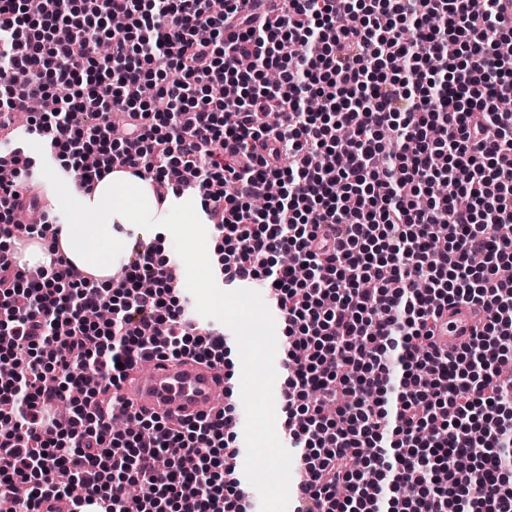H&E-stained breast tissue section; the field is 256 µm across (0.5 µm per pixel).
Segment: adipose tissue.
I'll return each mask as SVG.
<instances>
[{
	"instance_id": "ef3b65f1",
	"label": "adipose tissue",
	"mask_w": 512,
	"mask_h": 512,
	"mask_svg": "<svg viewBox=\"0 0 512 512\" xmlns=\"http://www.w3.org/2000/svg\"><path fill=\"white\" fill-rule=\"evenodd\" d=\"M68 223L58 237L66 258L89 269L98 279H111L127 258L116 244L118 226L154 229L164 224H197L204 215L197 196L186 193L158 203L150 181L116 171L86 194L68 187L60 195Z\"/></svg>"
}]
</instances>
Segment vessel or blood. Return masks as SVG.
<instances>
[{"label": "vessel or blood", "mask_w": 512, "mask_h": 512, "mask_svg": "<svg viewBox=\"0 0 512 512\" xmlns=\"http://www.w3.org/2000/svg\"><path fill=\"white\" fill-rule=\"evenodd\" d=\"M472 325L470 306L450 307L437 322L438 340L451 348L458 346L470 336ZM122 386L126 401L136 410L183 420L206 413L216 414L225 401L233 397L236 382L227 378L220 366L201 364L189 358H160L152 360L149 368L131 374ZM230 463L240 496L255 498L256 490L244 474L240 449H232Z\"/></svg>", "instance_id": "b4317fda"}]
</instances>
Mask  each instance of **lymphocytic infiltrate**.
Listing matches in <instances>:
<instances>
[{
	"label": "lymphocytic infiltrate",
	"instance_id": "lymphocytic-infiltrate-1",
	"mask_svg": "<svg viewBox=\"0 0 512 512\" xmlns=\"http://www.w3.org/2000/svg\"><path fill=\"white\" fill-rule=\"evenodd\" d=\"M506 0H0V113L64 148L78 186L121 163L158 201L191 190L224 243L230 282L268 283L290 349L285 425L304 451L296 512H512V41ZM280 74L269 84V71ZM152 85L168 105L141 97ZM68 87L54 111L33 99ZM0 182V512L43 498L116 512H227L239 501L218 416L177 422L100 397L154 357L228 364L193 325L156 248L111 284L72 272L52 233L14 220L34 161ZM43 240L29 276L9 241ZM480 306L458 351L434 341L445 308ZM108 309L93 323L90 311ZM100 381L86 388L84 375ZM68 402L59 425L54 409ZM29 485L18 500L16 484ZM83 492H76V485Z\"/></svg>",
	"mask_w": 512,
	"mask_h": 512
}]
</instances>
